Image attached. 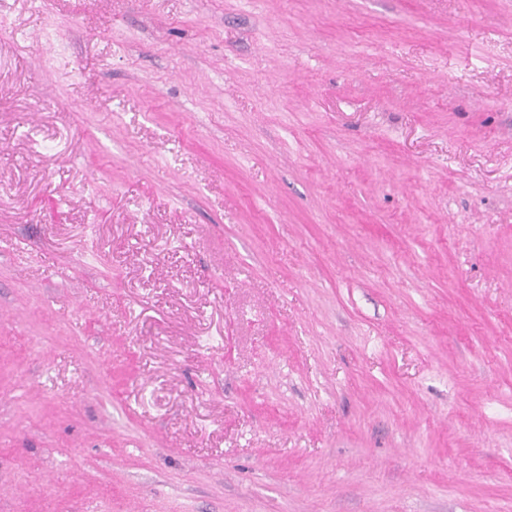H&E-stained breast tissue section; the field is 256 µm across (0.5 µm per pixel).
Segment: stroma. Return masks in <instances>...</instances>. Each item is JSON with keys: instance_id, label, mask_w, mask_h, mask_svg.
Instances as JSON below:
<instances>
[{"instance_id": "stroma-1", "label": "stroma", "mask_w": 512, "mask_h": 512, "mask_svg": "<svg viewBox=\"0 0 512 512\" xmlns=\"http://www.w3.org/2000/svg\"><path fill=\"white\" fill-rule=\"evenodd\" d=\"M0 512H512V0H0Z\"/></svg>"}]
</instances>
